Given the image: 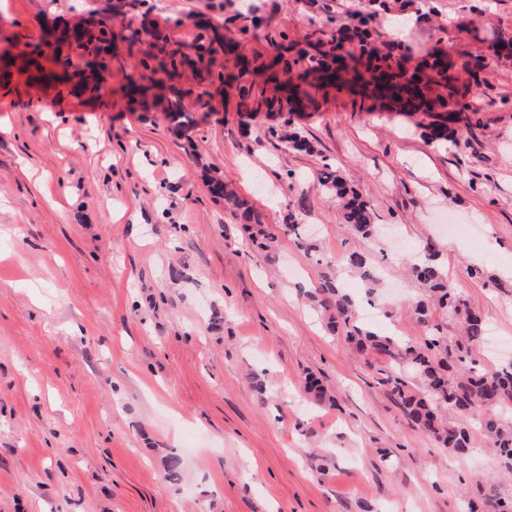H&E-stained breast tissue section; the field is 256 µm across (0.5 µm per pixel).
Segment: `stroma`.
<instances>
[{"mask_svg":"<svg viewBox=\"0 0 512 512\" xmlns=\"http://www.w3.org/2000/svg\"><path fill=\"white\" fill-rule=\"evenodd\" d=\"M251 2L267 29L228 0H0V512H465L494 474L512 492L496 455L438 448L379 384L383 359L325 333L304 295L320 270L284 227L296 214L332 261L388 255L374 309L396 308L379 324L411 338L420 292L404 255L432 241L512 344V0H409L407 67L434 47L478 76L446 149L422 137L426 115L333 88L286 117L240 112L220 51L172 76L142 67L192 53L202 19L249 58L271 60L280 30L316 49L365 0ZM103 23L125 36L101 55L95 96L64 69V34ZM176 96L185 138L165 110ZM285 123L305 150L276 137ZM327 164L392 236L340 223ZM213 175L258 211L275 255L252 248ZM309 374L335 407L305 396Z\"/></svg>","mask_w":512,"mask_h":512,"instance_id":"35a3bbf8","label":"stroma"}]
</instances>
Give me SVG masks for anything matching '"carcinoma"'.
<instances>
[{
	"label": "carcinoma",
	"instance_id": "1",
	"mask_svg": "<svg viewBox=\"0 0 512 512\" xmlns=\"http://www.w3.org/2000/svg\"><path fill=\"white\" fill-rule=\"evenodd\" d=\"M371 17L372 13L355 11L348 23L340 26L342 30H352L351 39L358 41L359 49L347 48L342 36L334 34L328 49L318 57L300 51L293 58L276 60L280 65L278 74L286 82L294 70L301 69L322 84L340 87L349 80L350 73L356 72L353 63L363 56H372L371 81L379 91L400 104L403 111L446 112L450 106L469 108L466 99L472 94L470 80L448 76V68L439 60L426 63L432 74L417 80L415 76L419 72L406 70L401 58L393 52L376 54L369 42L368 19ZM115 37L112 28L104 27L100 30L98 45L92 48L81 45L83 53L90 56L84 62L85 68L96 69L92 56L101 50V44ZM444 127L442 123L431 129V142L439 147L458 145L460 136L453 131L444 132ZM320 182L326 193L336 200V213L342 223L363 238L380 234V225L374 223L370 204L330 165H325ZM214 190L224 200V208L241 223L261 225L253 206L239 196L230 182L216 179ZM286 228L297 249L316 264L325 266L318 286L306 291V295L322 316L326 330L332 335H343L357 353L383 355L398 367L388 372L382 383L409 422L438 447L457 457L468 456L481 437L492 442L497 456L512 464V419L487 413L492 407L512 404V358L487 369L474 356V347L486 336V323L448 280L434 245L425 243L422 257L407 261L409 275L421 291L413 313L422 327V336L415 339L392 335L357 320L358 300L344 288L340 272L356 277L365 295L372 299L381 283L379 266L362 253L351 251L345 255L339 272L325 262L319 245L311 240L304 225L297 223L291 211ZM432 306L449 315L451 324L433 319ZM305 389L320 405L329 400L317 378L308 379ZM468 512H512V496H501L493 486L482 505L471 503Z\"/></svg>",
	"mask_w": 512,
	"mask_h": 512
}]
</instances>
